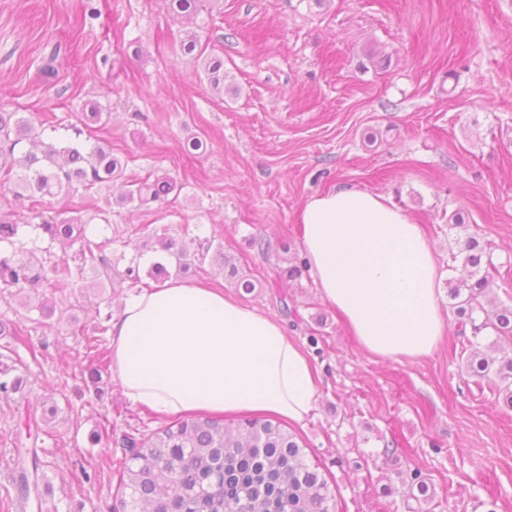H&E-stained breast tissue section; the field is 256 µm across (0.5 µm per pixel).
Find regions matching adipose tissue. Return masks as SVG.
<instances>
[{"instance_id":"adipose-tissue-1","label":"adipose tissue","mask_w":512,"mask_h":512,"mask_svg":"<svg viewBox=\"0 0 512 512\" xmlns=\"http://www.w3.org/2000/svg\"><path fill=\"white\" fill-rule=\"evenodd\" d=\"M302 254L321 299L359 345L393 361L431 356L447 333L440 273L421 227L384 195L344 187L301 210ZM112 377L162 416L264 412L302 421L314 367L279 321L199 283L167 280L111 323Z\"/></svg>"}]
</instances>
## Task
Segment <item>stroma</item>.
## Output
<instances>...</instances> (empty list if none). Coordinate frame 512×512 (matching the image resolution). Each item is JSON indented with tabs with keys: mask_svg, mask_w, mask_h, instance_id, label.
I'll list each match as a JSON object with an SVG mask.
<instances>
[{
	"mask_svg": "<svg viewBox=\"0 0 512 512\" xmlns=\"http://www.w3.org/2000/svg\"><path fill=\"white\" fill-rule=\"evenodd\" d=\"M191 34L223 57V91L181 51ZM88 102L102 122L86 125ZM0 112L31 118L46 140L89 128L127 178L178 183L162 205L117 206L92 189L53 207L109 219L115 314L131 291L119 273L144 241L138 227L167 226L192 251L196 236L213 238L184 279L264 311L305 346L317 401L291 430L337 512H408L400 478L415 470L434 490L432 512H512V409L466 376L449 298L433 355L382 361L321 300L310 272L276 280L301 254L304 203L356 187L422 225L446 281L468 276L451 259L462 232L448 218L462 212L490 253V299L512 306V0H198L189 18L167 0H0ZM195 136L203 149L186 152ZM220 253L252 293L221 270ZM53 301L46 320L21 298L0 301V319L26 339L0 336V363L27 380L0 398V512H22L6 496L13 440L28 416L52 408L38 442L46 512H112L122 451L108 437L148 435L167 420L130 403L110 367L91 374L95 290L81 280Z\"/></svg>",
	"mask_w": 512,
	"mask_h": 512,
	"instance_id": "obj_1",
	"label": "stroma"
}]
</instances>
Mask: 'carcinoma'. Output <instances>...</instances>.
Masks as SVG:
<instances>
[{"mask_svg": "<svg viewBox=\"0 0 512 512\" xmlns=\"http://www.w3.org/2000/svg\"><path fill=\"white\" fill-rule=\"evenodd\" d=\"M181 51L199 59L191 36L181 41ZM205 58V57H203ZM205 74L211 87L224 90V60L205 58ZM21 149V156L15 150ZM0 153L12 157L11 164L22 167L11 191L31 201L30 216L20 223L12 214L0 211V293L24 294L36 301L35 308L46 319L54 307L38 289L63 293L74 283L92 275L95 286L102 274L112 270V257L102 249L110 241L102 236L110 224L92 225L80 217L59 219L47 213L51 199L79 188L106 191L117 205L134 200L161 204L178 190L167 177H146L139 182L125 179L122 165L112 156V148L101 141L92 146L75 140L64 144L45 141L32 134L28 120L16 112H0ZM146 237L153 240L159 257L149 263L146 275L159 283L170 277L168 260L178 272L196 266L204 254L192 253L157 229ZM80 243L74 255H64L49 267L41 255L50 251L43 243ZM486 249L480 239L468 235L458 243L452 261L472 269L471 278L449 282L448 296L460 318L458 334L476 340L494 337L490 348L497 353L486 357L479 349L466 356L475 384L487 388L512 407V306L497 307L486 296L491 288L489 273L481 272ZM142 254H137L121 274L136 285L141 278ZM12 369L0 364V395L23 392L26 379L11 375ZM27 417V436L39 439L44 426L55 417ZM123 451L119 487L126 490L119 512H336L335 495L317 467L308 463L299 437L281 423L260 416H248L234 424L205 413L172 422L151 436L126 433L115 441ZM16 497L43 512L41 482L43 464L37 444L14 443Z\"/></svg>", "mask_w": 512, "mask_h": 512, "instance_id": "carcinoma-1", "label": "carcinoma"}]
</instances>
